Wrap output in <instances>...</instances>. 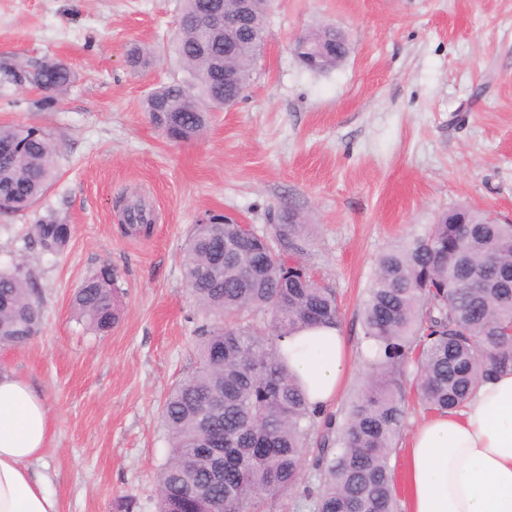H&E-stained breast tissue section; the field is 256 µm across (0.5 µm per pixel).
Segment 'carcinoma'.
Masks as SVG:
<instances>
[{
	"label": "carcinoma",
	"mask_w": 512,
	"mask_h": 512,
	"mask_svg": "<svg viewBox=\"0 0 512 512\" xmlns=\"http://www.w3.org/2000/svg\"><path fill=\"white\" fill-rule=\"evenodd\" d=\"M236 0H181L173 51L191 80L159 85L141 109L162 134L189 142L206 128L214 101L249 87L267 36L269 11L259 5L233 38L200 26L204 10ZM322 44L318 71L349 53L344 34L324 26L304 36ZM21 83L60 95L75 81L59 60L32 70L3 66ZM24 146L27 160L0 159V214L30 209L58 174L57 149L43 130L0 125V145ZM135 230L152 223L141 200L123 207ZM185 243L184 279L209 321L197 329L198 365L169 392L162 423L169 452L156 474L157 512H267L268 504L298 485L311 431L321 427L313 465L315 486L303 488L313 512H396L389 465L405 420L403 378L415 368L414 387L428 413L461 405L494 371L512 366V224L461 205L441 214L422 237L381 256L362 309L364 339L375 347L371 376L356 393L344 422L307 402L280 352L282 339L315 325H341L336 293L312 279L299 255L301 218L288 210L245 241L239 225L206 214ZM70 225L53 216L32 228L29 243L43 254L64 250ZM260 269L244 283L239 265ZM116 275L104 265L87 277L72 308L88 327L107 333L117 323ZM36 283L23 263L0 269V345L19 346L39 330Z\"/></svg>",
	"instance_id": "carcinoma-1"
}]
</instances>
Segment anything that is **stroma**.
<instances>
[{
    "label": "stroma",
    "instance_id": "1",
    "mask_svg": "<svg viewBox=\"0 0 512 512\" xmlns=\"http://www.w3.org/2000/svg\"><path fill=\"white\" fill-rule=\"evenodd\" d=\"M180 0H0V63L48 58L76 80L58 101L0 72V125L43 129L58 176L37 204L0 215V267L22 260L37 281L39 333L0 347V370L50 410L40 462L61 512H156L155 474L169 444L161 408L194 371L206 315L183 277V248L205 212L255 228L281 211L305 218L303 260L333 288L357 369L332 412L344 417L370 372L362 303L378 258L459 205L512 220V0H273L268 38L243 100L213 112L190 142L168 141L141 110L146 93L186 79L162 55ZM331 25L350 53L324 73L292 52ZM153 52L133 69L131 48ZM143 197L148 236L120 230ZM69 224L66 249L27 245L32 224ZM119 275L120 319L87 330L71 302L102 265Z\"/></svg>",
    "mask_w": 512,
    "mask_h": 512
}]
</instances>
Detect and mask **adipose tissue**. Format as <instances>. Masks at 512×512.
<instances>
[{
	"mask_svg": "<svg viewBox=\"0 0 512 512\" xmlns=\"http://www.w3.org/2000/svg\"><path fill=\"white\" fill-rule=\"evenodd\" d=\"M311 406L335 404L351 369L340 328L302 329L281 342ZM49 409L26 381L0 372V512H61L39 470ZM406 512H512V369L459 408L423 418L407 443Z\"/></svg>",
	"mask_w": 512,
	"mask_h": 512,
	"instance_id": "1",
	"label": "adipose tissue"
}]
</instances>
